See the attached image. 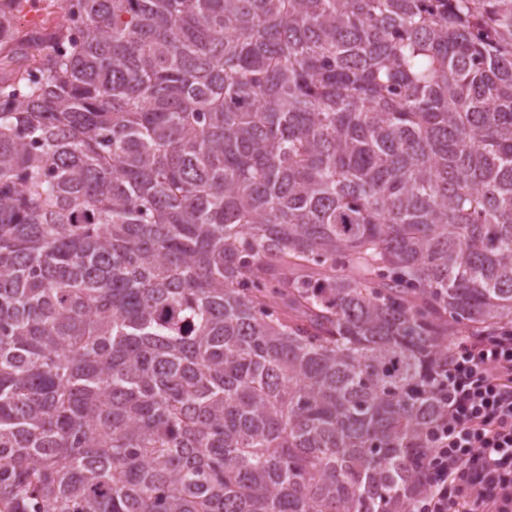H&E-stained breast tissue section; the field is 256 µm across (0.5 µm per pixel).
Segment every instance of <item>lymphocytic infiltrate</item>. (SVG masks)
<instances>
[{
  "label": "lymphocytic infiltrate",
  "instance_id": "f902f5d3",
  "mask_svg": "<svg viewBox=\"0 0 512 512\" xmlns=\"http://www.w3.org/2000/svg\"><path fill=\"white\" fill-rule=\"evenodd\" d=\"M446 386L411 512H512V333L460 340Z\"/></svg>",
  "mask_w": 512,
  "mask_h": 512
}]
</instances>
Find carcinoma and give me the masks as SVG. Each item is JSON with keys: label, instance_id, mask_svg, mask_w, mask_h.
Masks as SVG:
<instances>
[{"label": "carcinoma", "instance_id": "carcinoma-1", "mask_svg": "<svg viewBox=\"0 0 512 512\" xmlns=\"http://www.w3.org/2000/svg\"><path fill=\"white\" fill-rule=\"evenodd\" d=\"M511 326L512 0H0V512H409Z\"/></svg>", "mask_w": 512, "mask_h": 512}]
</instances>
